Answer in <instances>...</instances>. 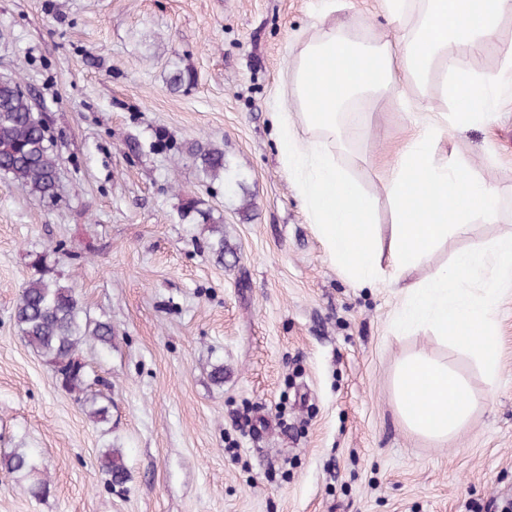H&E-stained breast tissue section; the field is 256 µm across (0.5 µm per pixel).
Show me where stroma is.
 <instances>
[{"label": "stroma", "instance_id": "35a3bbf8", "mask_svg": "<svg viewBox=\"0 0 512 512\" xmlns=\"http://www.w3.org/2000/svg\"><path fill=\"white\" fill-rule=\"evenodd\" d=\"M326 20L367 40L404 28L379 0H0V80L46 116L63 196L49 208L0 175V455L32 449L50 483L35 500L0 474V512H466L473 500L501 512L512 501V294L496 307L491 382L429 327L393 330L398 289L336 269L280 163L271 114ZM509 47L512 13L497 49L461 59L500 73L495 112L445 141L496 187L499 217L474 215L411 280L512 232ZM178 70L193 79L175 88ZM413 120L387 92L367 105L360 146L336 152L378 196L384 236L379 177ZM194 141L223 149L242 189L173 154ZM196 200L224 225L223 259L205 225L179 217ZM45 250L90 316L112 322L111 348L81 352L112 384L108 427L14 326L29 255ZM415 353L448 363L478 401L452 440L411 432L395 410V370ZM108 443L124 484L98 467Z\"/></svg>", "mask_w": 512, "mask_h": 512}]
</instances>
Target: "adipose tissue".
Returning <instances> with one entry per match:
<instances>
[{"label":"adipose tissue","mask_w":512,"mask_h":512,"mask_svg":"<svg viewBox=\"0 0 512 512\" xmlns=\"http://www.w3.org/2000/svg\"><path fill=\"white\" fill-rule=\"evenodd\" d=\"M381 7L406 23L397 41H364L333 25L299 49L293 98L272 115L280 160L336 268L354 282L399 289L398 327L428 326L474 354L493 378L500 350L493 314L498 296L512 291V234L458 252L427 280L413 282L409 274L473 214L497 217V192L466 158L442 156L441 143L448 131L484 121L495 109L497 75L464 70L459 60L496 42L512 0H381ZM436 77L451 109L435 119L421 114L388 167L381 184L391 232L384 242L376 198L337 164L333 149L362 141L364 99L393 89L404 99ZM478 279L483 293L476 296L469 285ZM394 401L411 431L438 440L461 431L475 405L463 379L423 355L397 369Z\"/></svg>","instance_id":"adipose-tissue-1"}]
</instances>
